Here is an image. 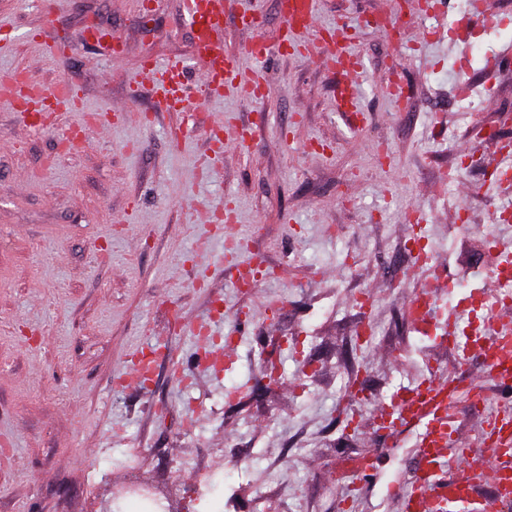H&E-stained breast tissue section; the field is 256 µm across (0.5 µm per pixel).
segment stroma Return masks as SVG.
Returning a JSON list of instances; mask_svg holds the SVG:
<instances>
[{
    "label": "stroma",
    "instance_id": "35a3bbf8",
    "mask_svg": "<svg viewBox=\"0 0 512 512\" xmlns=\"http://www.w3.org/2000/svg\"><path fill=\"white\" fill-rule=\"evenodd\" d=\"M150 2L144 12L135 0H0V24L17 42L0 52V75L24 68L46 86L68 82L80 96L76 127L116 104L130 114L91 147L64 152L59 133L30 131L0 98V450L13 456L0 466V512H139L117 499L132 479L164 512H341L338 476L368 452L375 476L356 512H400L386 485L412 472V438L375 428L367 404L345 433L337 404L352 376L382 399L432 365L481 375L478 362L457 368L410 328L407 303L425 276L404 273L403 248L406 215L419 209L433 259L457 274L461 293L491 285L484 238L512 235V223L492 221L512 208V180L494 187L489 144L512 143V68L485 61L512 49V0H483L488 21L464 42L448 30L468 0L414 11L400 45L374 26L392 17L393 0H316L319 27L356 30L358 131L337 109L336 72L277 52L279 0L224 8V48L243 66L257 38L271 49L258 65L266 98H205L194 83L182 112L163 110L148 87L128 99L143 57L199 71L182 0ZM244 7L259 29L241 24ZM92 25L122 40V57L88 41ZM38 27L65 42L55 65L35 63L43 49L26 35ZM396 77L402 104L389 93ZM219 114L234 115L250 144L203 176L206 128ZM466 144L473 156L449 179ZM227 199L248 242L239 263L256 258L287 277L237 288L223 234L199 219ZM361 291L372 295L365 310L352 302ZM185 318L204 320L212 338L234 336L223 375L172 370L196 350ZM362 319L377 329L364 347L350 334ZM167 347L172 358L148 392L117 384L128 357ZM208 480L224 494H198Z\"/></svg>",
    "mask_w": 512,
    "mask_h": 512
}]
</instances>
